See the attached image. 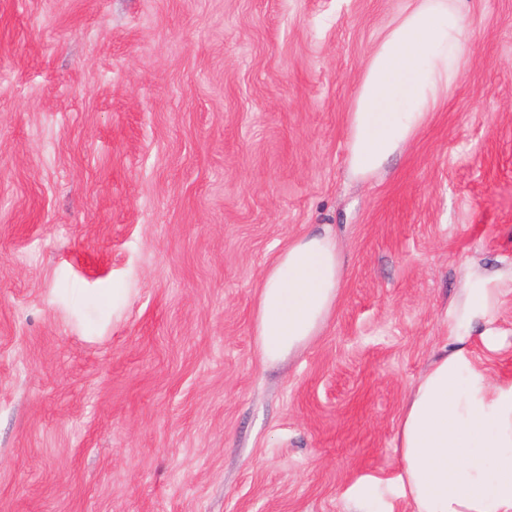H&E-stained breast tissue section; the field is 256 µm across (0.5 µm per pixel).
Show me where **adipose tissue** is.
Instances as JSON below:
<instances>
[{"label": "adipose tissue", "mask_w": 512, "mask_h": 512, "mask_svg": "<svg viewBox=\"0 0 512 512\" xmlns=\"http://www.w3.org/2000/svg\"><path fill=\"white\" fill-rule=\"evenodd\" d=\"M469 53L459 0H410L369 54L348 114L347 163L371 179L448 95ZM344 263L327 231L289 241L264 269L253 309L260 358L310 346L330 319ZM512 272H466L451 301L448 343L413 385L395 436L398 485L412 512H512V378L490 380L472 345L495 352L493 326Z\"/></svg>", "instance_id": "1"}]
</instances>
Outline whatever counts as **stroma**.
I'll return each mask as SVG.
<instances>
[{"label": "stroma", "mask_w": 512, "mask_h": 512, "mask_svg": "<svg viewBox=\"0 0 512 512\" xmlns=\"http://www.w3.org/2000/svg\"><path fill=\"white\" fill-rule=\"evenodd\" d=\"M406 0H0V512H411L394 448L466 265L512 269V0L367 181L347 116ZM336 310L263 363L264 268ZM344 263L329 232L296 237L264 269L253 309L257 350L265 363L289 359L310 346L330 319Z\"/></svg>", "instance_id": "stroma-1"}]
</instances>
